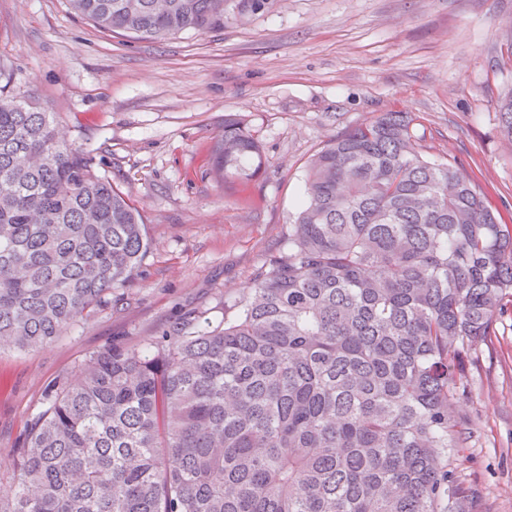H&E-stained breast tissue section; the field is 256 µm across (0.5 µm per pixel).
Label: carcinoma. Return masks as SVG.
I'll use <instances>...</instances> for the list:
<instances>
[{
	"label": "carcinoma",
	"instance_id": "obj_1",
	"mask_svg": "<svg viewBox=\"0 0 512 512\" xmlns=\"http://www.w3.org/2000/svg\"><path fill=\"white\" fill-rule=\"evenodd\" d=\"M99 31L216 33L270 0H67ZM512 147V92L499 105ZM383 112L309 160L286 248L217 324L92 353L13 450L0 512H464L450 461L473 419L464 355L512 300V225L458 166ZM216 177L262 170L224 116ZM138 205L0 88V348H41L136 278Z\"/></svg>",
	"mask_w": 512,
	"mask_h": 512
}]
</instances>
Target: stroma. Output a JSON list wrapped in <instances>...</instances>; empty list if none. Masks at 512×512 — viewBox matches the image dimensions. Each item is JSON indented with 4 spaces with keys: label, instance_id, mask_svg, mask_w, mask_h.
<instances>
[{
    "label": "stroma",
    "instance_id": "35a3bbf8",
    "mask_svg": "<svg viewBox=\"0 0 512 512\" xmlns=\"http://www.w3.org/2000/svg\"><path fill=\"white\" fill-rule=\"evenodd\" d=\"M0 85L57 112L141 209L150 252L120 298L51 344L0 350V484L56 382L92 353L158 334L189 308L231 316L286 247L310 157L382 112L414 118L419 151L455 163L512 224V150L498 100L512 89V0H272L219 33L109 35L66 0H0ZM248 122L263 168L212 175L224 117ZM473 434L451 463L478 512H512V302L464 357Z\"/></svg>",
    "mask_w": 512,
    "mask_h": 512
}]
</instances>
